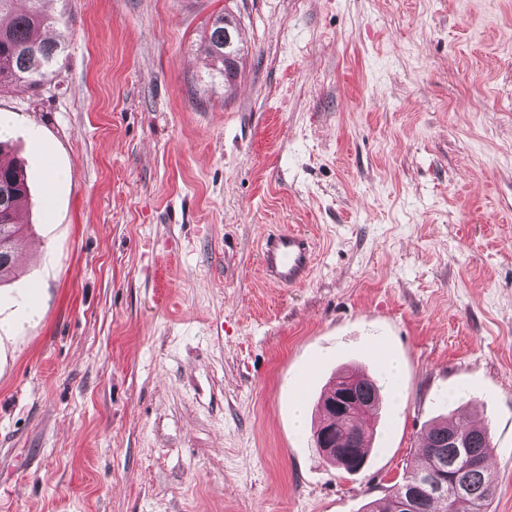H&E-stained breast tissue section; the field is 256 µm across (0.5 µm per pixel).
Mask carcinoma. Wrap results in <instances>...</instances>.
I'll return each mask as SVG.
<instances>
[{"label":"carcinoma","instance_id":"1","mask_svg":"<svg viewBox=\"0 0 512 512\" xmlns=\"http://www.w3.org/2000/svg\"><path fill=\"white\" fill-rule=\"evenodd\" d=\"M41 0H0V16L9 17L0 25V86L24 82L32 87L42 85L60 54L54 41L40 40L37 32L47 25L48 18L39 8ZM204 53L218 69H224V16L211 24L204 44ZM29 194L23 166L12 160L0 163V233L4 225L15 223L17 210ZM15 243L0 251V280L14 267ZM346 390L353 400L376 413L382 404L379 380L361 372L347 370L329 381L318 406L322 418L317 429L328 427L337 419L334 402L337 394ZM336 443L352 449L361 463H366L371 447V435L358 420L342 419L336 424ZM422 460L410 479L390 487L383 503L368 504L366 512H396L397 489L413 492L409 512H488L496 494V484L489 467L492 455L489 428L472 420H446L432 425L423 439ZM448 476L461 473V485L448 481L442 493L433 495L423 489L424 479L438 468Z\"/></svg>","mask_w":512,"mask_h":512}]
</instances>
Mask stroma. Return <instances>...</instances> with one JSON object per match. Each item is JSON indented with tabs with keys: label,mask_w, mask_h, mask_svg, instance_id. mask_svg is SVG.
<instances>
[{
	"label": "stroma",
	"mask_w": 512,
	"mask_h": 512,
	"mask_svg": "<svg viewBox=\"0 0 512 512\" xmlns=\"http://www.w3.org/2000/svg\"><path fill=\"white\" fill-rule=\"evenodd\" d=\"M41 9L53 74L0 89L31 188L0 283V512H363L462 411L512 512V0ZM225 12L229 91L202 53ZM286 230L316 248L292 287L260 265ZM350 366L386 382L354 474L294 425Z\"/></svg>",
	"instance_id": "35a3bbf8"
}]
</instances>
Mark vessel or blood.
<instances>
[{
    "label": "vessel or blood",
    "instance_id": "vessel-or-blood-1",
    "mask_svg": "<svg viewBox=\"0 0 512 512\" xmlns=\"http://www.w3.org/2000/svg\"><path fill=\"white\" fill-rule=\"evenodd\" d=\"M315 263V246L311 237L291 231L264 238L261 265L266 279L279 286L302 283Z\"/></svg>",
    "mask_w": 512,
    "mask_h": 512
}]
</instances>
